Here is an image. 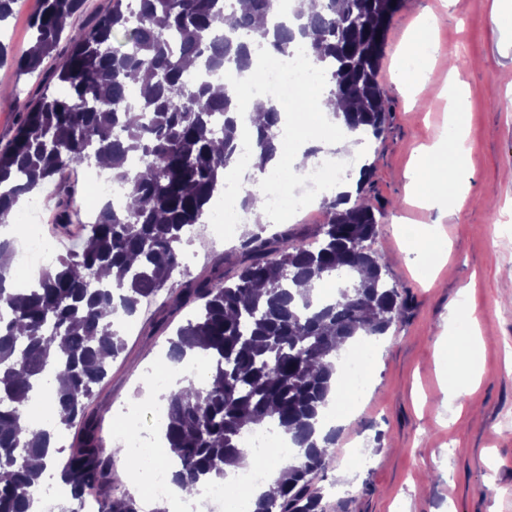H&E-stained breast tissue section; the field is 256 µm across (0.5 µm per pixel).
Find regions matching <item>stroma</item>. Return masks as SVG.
Segmentation results:
<instances>
[{
  "instance_id": "35a3bbf8",
  "label": "stroma",
  "mask_w": 512,
  "mask_h": 512,
  "mask_svg": "<svg viewBox=\"0 0 512 512\" xmlns=\"http://www.w3.org/2000/svg\"><path fill=\"white\" fill-rule=\"evenodd\" d=\"M493 3L405 0L388 31L379 81L392 112L381 137L371 142V174L362 193L381 213L370 248L385 260L386 279L397 285L407 309L377 347L366 391L340 404L347 423L338 431L330 467L313 479L325 512H512V374L505 368L512 350V281L501 275L512 266V46L501 44L491 22ZM428 17L435 20L436 46L428 63L442 76L409 93L399 88L394 63L416 24ZM67 51V43H60L39 77L0 68V87L8 90L0 97V147L12 139ZM447 70L469 92L465 128L473 146L469 193L456 214L413 203L407 177L423 148L448 128ZM83 185L81 171H68L40 191L45 233L58 253L79 248L82 229L77 223L59 229L56 201L63 189ZM326 220L327 208L318 204L271 224L230 225L223 244H202L195 264L140 304L124 351L90 398L102 435H110L123 410L139 430L151 432L150 402L140 396L143 373L165 357L169 338L191 314L186 308L167 328L157 325L163 305L186 281L208 274L219 260L225 275L236 274L246 234L285 231L295 243ZM422 225L436 226L446 240L447 264L405 260L401 230ZM465 306L475 308L485 343L478 354L481 381L467 398V411L456 417L443 401L448 358L437 341L450 327L466 334L464 321L450 319Z\"/></svg>"
}]
</instances>
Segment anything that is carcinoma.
<instances>
[{"instance_id": "1", "label": "carcinoma", "mask_w": 512, "mask_h": 512, "mask_svg": "<svg viewBox=\"0 0 512 512\" xmlns=\"http://www.w3.org/2000/svg\"><path fill=\"white\" fill-rule=\"evenodd\" d=\"M245 4L224 31V0H112L88 31L69 36V56L51 79L62 92L43 93L25 112L13 142L0 149V224L23 209L29 196L65 169L100 167L127 185L124 207H105L84 225L81 250L61 257L22 290L12 286L11 243L0 241V512H32L44 472L80 499L91 484L107 491L117 452L105 447L97 416L86 400L124 349L114 329L119 315L133 316L155 296L181 259L184 230L203 223L209 200L235 164L240 136L237 102L212 88L227 64L251 60L247 34L281 54L302 40L321 71L328 95L347 103L335 114L344 128L377 137L391 111L378 82L387 31L404 0H321L305 11L295 0L298 29L269 31L257 19L273 14V0ZM83 0H42L31 22L28 48L13 54L0 43V64L20 74L41 71L56 52L63 20ZM136 90L127 97V88ZM253 130L250 165L264 172L279 150V112L265 111ZM140 159L128 167V158ZM313 235L292 247L251 234L241 244L245 265L228 283L216 264L208 279L188 281L171 309L194 314L169 339L168 357L180 363L183 346L208 361L200 387L162 395L167 404L165 441L181 467L174 483L192 490L202 479L224 478V466L245 459L241 439L252 426L276 423L299 448L281 472L278 495L262 496L252 512H324L314 475L328 469L336 431L314 440L315 424L334 386L333 358L358 331L383 336L400 318L404 299L385 279L386 262L367 247L376 234V208L357 201L339 208ZM79 197L65 190L55 223L63 231L79 213ZM115 270L103 283L100 272ZM344 276L349 287L316 304L293 287L313 277ZM53 378V414L35 425L33 395L45 368ZM79 423L80 446L50 447L51 438ZM103 512H141L126 493L105 501Z\"/></svg>"}]
</instances>
